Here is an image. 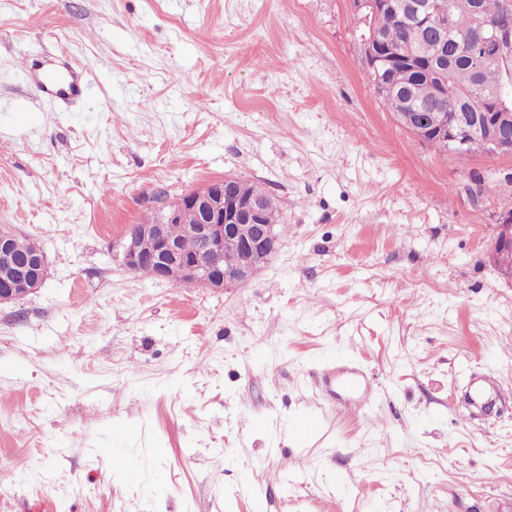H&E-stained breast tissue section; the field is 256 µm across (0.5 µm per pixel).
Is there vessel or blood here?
Here are the masks:
<instances>
[{"mask_svg": "<svg viewBox=\"0 0 512 512\" xmlns=\"http://www.w3.org/2000/svg\"><path fill=\"white\" fill-rule=\"evenodd\" d=\"M29 81L35 100L59 105L85 96L89 81L83 69L67 61L34 60L28 63ZM346 379L363 400H371L373 392L369 376L352 362H332L324 366L320 385L328 394H335L338 379ZM498 382L490 376L472 377L468 384V399L472 406L487 409L493 403Z\"/></svg>", "mask_w": 512, "mask_h": 512, "instance_id": "b4317fda", "label": "vessel or blood"}]
</instances>
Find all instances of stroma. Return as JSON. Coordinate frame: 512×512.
Returning <instances> with one entry per match:
<instances>
[{
	"label": "stroma",
	"instance_id": "1",
	"mask_svg": "<svg viewBox=\"0 0 512 512\" xmlns=\"http://www.w3.org/2000/svg\"><path fill=\"white\" fill-rule=\"evenodd\" d=\"M31 53L82 66L90 99L13 111ZM227 175L281 208L249 285L119 264L129 225ZM509 209L512 155L437 151L381 105L350 0H0V226L48 263L0 306V512L512 503V285L487 257ZM339 358L370 405L325 402ZM344 378L355 389L359 396L370 401L373 392L369 386V376L354 362H332L324 366L321 372L320 385L333 398L336 399V381ZM498 382L491 376H474L468 384V399L476 408L488 409L493 404V394Z\"/></svg>",
	"mask_w": 512,
	"mask_h": 512
}]
</instances>
